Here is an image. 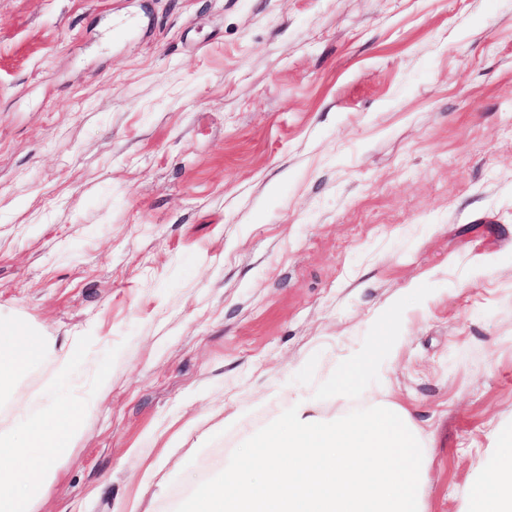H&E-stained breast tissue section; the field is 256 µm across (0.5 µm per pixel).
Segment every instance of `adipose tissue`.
Wrapping results in <instances>:
<instances>
[{
    "instance_id": "obj_1",
    "label": "adipose tissue",
    "mask_w": 512,
    "mask_h": 512,
    "mask_svg": "<svg viewBox=\"0 0 512 512\" xmlns=\"http://www.w3.org/2000/svg\"><path fill=\"white\" fill-rule=\"evenodd\" d=\"M402 330L395 318L378 324L375 336L337 377V392L359 387L369 370L392 361L402 341ZM496 440L485 461L490 473L476 480L461 512H512V434L497 433Z\"/></svg>"
}]
</instances>
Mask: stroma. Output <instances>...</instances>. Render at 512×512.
<instances>
[{
  "label": "stroma",
  "instance_id": "obj_1",
  "mask_svg": "<svg viewBox=\"0 0 512 512\" xmlns=\"http://www.w3.org/2000/svg\"><path fill=\"white\" fill-rule=\"evenodd\" d=\"M0 316L92 337L33 512H174L299 394L407 409L458 512L512 427V0H0ZM402 330V323L396 318L385 319L378 324L375 336L336 378V392L340 394L359 387L369 370L392 361L404 337L401 336Z\"/></svg>",
  "mask_w": 512,
  "mask_h": 512
}]
</instances>
